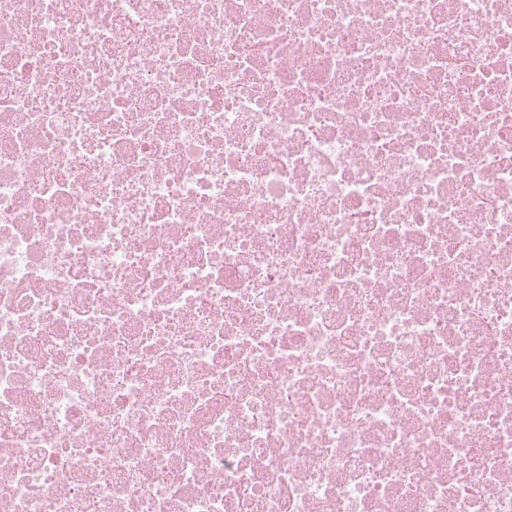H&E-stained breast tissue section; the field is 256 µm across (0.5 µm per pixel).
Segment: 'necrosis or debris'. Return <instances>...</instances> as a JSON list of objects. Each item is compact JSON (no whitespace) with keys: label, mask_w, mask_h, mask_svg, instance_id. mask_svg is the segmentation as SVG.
Wrapping results in <instances>:
<instances>
[{"label":"necrosis or debris","mask_w":512,"mask_h":512,"mask_svg":"<svg viewBox=\"0 0 512 512\" xmlns=\"http://www.w3.org/2000/svg\"><path fill=\"white\" fill-rule=\"evenodd\" d=\"M0 512H512V0H0Z\"/></svg>","instance_id":"4bbe7bcc"}]
</instances>
